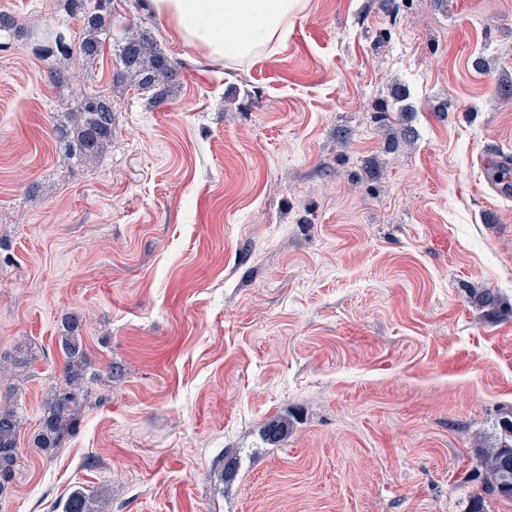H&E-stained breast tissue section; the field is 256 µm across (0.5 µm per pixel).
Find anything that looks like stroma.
<instances>
[{
	"label": "stroma",
	"mask_w": 512,
	"mask_h": 512,
	"mask_svg": "<svg viewBox=\"0 0 512 512\" xmlns=\"http://www.w3.org/2000/svg\"><path fill=\"white\" fill-rule=\"evenodd\" d=\"M0 11L79 33L65 0ZM112 13L180 61L166 103L113 89L111 53L52 85L36 40L0 47V356L29 360L0 512H62L78 487L109 489L110 512H464L512 404V319L469 298L512 303V197L484 169L512 157V0H306L245 64L179 42L145 0ZM90 89L112 96V146L71 167L54 129ZM68 313L96 380L48 454L29 439ZM475 305L484 310V316L494 317L498 320H507L512 317V305L504 301L499 291L492 288H483L474 293Z\"/></svg>",
	"instance_id": "1"
}]
</instances>
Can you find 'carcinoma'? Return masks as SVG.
I'll list each match as a JSON object with an SVG mask.
<instances>
[{
    "label": "carcinoma",
    "mask_w": 512,
    "mask_h": 512,
    "mask_svg": "<svg viewBox=\"0 0 512 512\" xmlns=\"http://www.w3.org/2000/svg\"><path fill=\"white\" fill-rule=\"evenodd\" d=\"M67 6L69 14L80 20L78 42L46 41L37 47L41 57L49 61L46 75L50 83L62 84L69 80L73 76L74 58L92 64L104 45L113 41L118 63L116 85L151 92L153 102L158 106L167 100L178 76V64L150 31L130 24L114 41L112 0H67ZM22 32L24 27L12 15L0 12V37ZM113 120L112 101L95 91L81 95L66 109L56 126V133L70 166L93 162L107 151L112 145ZM474 301L488 317L498 320L512 317V305L507 304L495 289H481L474 293ZM80 327V318L73 314L61 320L58 342L66 357L62 384L53 387L32 438L33 446L46 453L62 447L89 408L95 377L88 374ZM21 425L18 406H0V475L13 477L20 466ZM289 427L288 421L275 418L264 425L262 434L270 445L276 446L288 434ZM471 481L479 485V491L469 499L464 512H487L486 500L491 497L512 499V405L500 409L495 434L477 455ZM109 501L110 496L103 490L94 492L80 487L67 497L63 512H106Z\"/></svg>",
    "instance_id": "1"
}]
</instances>
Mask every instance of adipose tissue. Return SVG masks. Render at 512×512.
Instances as JSON below:
<instances>
[{"mask_svg":"<svg viewBox=\"0 0 512 512\" xmlns=\"http://www.w3.org/2000/svg\"><path fill=\"white\" fill-rule=\"evenodd\" d=\"M180 39L210 59L251 61L273 53L288 36L303 0H149Z\"/></svg>","mask_w":512,"mask_h":512,"instance_id":"obj_1","label":"adipose tissue"}]
</instances>
